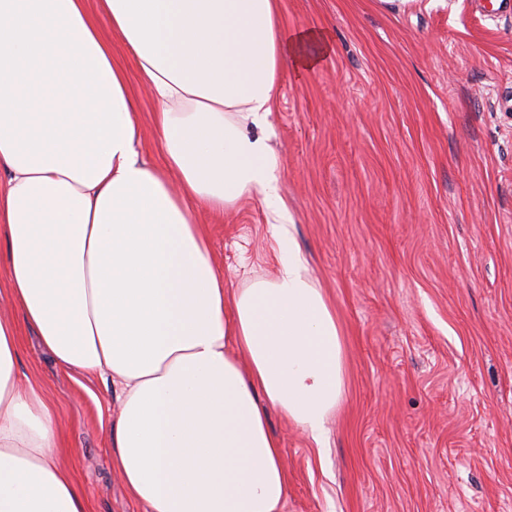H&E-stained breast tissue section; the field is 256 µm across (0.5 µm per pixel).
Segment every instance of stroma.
Segmentation results:
<instances>
[{
    "label": "stroma",
    "mask_w": 512,
    "mask_h": 512,
    "mask_svg": "<svg viewBox=\"0 0 512 512\" xmlns=\"http://www.w3.org/2000/svg\"><path fill=\"white\" fill-rule=\"evenodd\" d=\"M480 0H280L335 53L283 73L265 133L297 248L341 329L343 396L318 447L277 410L282 512H512V13ZM140 148L163 153L120 39ZM227 292L277 272L259 196L201 214ZM18 375L59 408L89 512H147L112 470L116 394L57 365L27 328Z\"/></svg>",
    "instance_id": "stroma-1"
}]
</instances>
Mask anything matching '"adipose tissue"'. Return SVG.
<instances>
[{
    "label": "adipose tissue",
    "instance_id": "ef3b65f1",
    "mask_svg": "<svg viewBox=\"0 0 512 512\" xmlns=\"http://www.w3.org/2000/svg\"><path fill=\"white\" fill-rule=\"evenodd\" d=\"M128 48L164 159L139 149ZM334 52L279 0H0L5 300L61 366L110 381L112 469L148 512H281L275 407L317 445L343 395L336 317L297 250L264 132L283 70ZM259 195L279 269L234 293L195 211ZM0 317V512H88L57 407L14 370Z\"/></svg>",
    "mask_w": 512,
    "mask_h": 512
}]
</instances>
